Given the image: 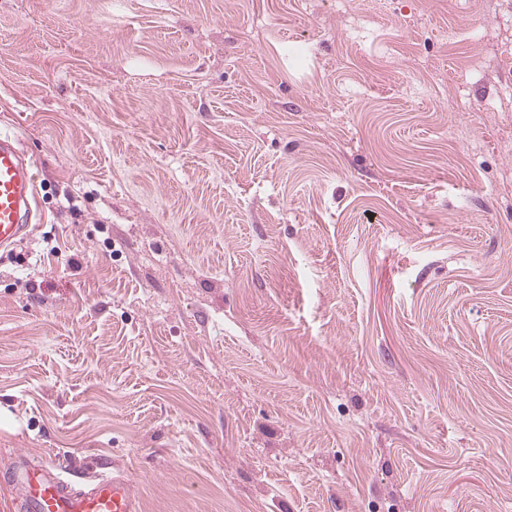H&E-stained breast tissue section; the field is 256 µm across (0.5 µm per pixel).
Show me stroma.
Instances as JSON below:
<instances>
[{
	"label": "stroma",
	"instance_id": "1",
	"mask_svg": "<svg viewBox=\"0 0 512 512\" xmlns=\"http://www.w3.org/2000/svg\"><path fill=\"white\" fill-rule=\"evenodd\" d=\"M0 129V477L512 512V0H0ZM37 173L15 134L0 131V249L26 235L40 223Z\"/></svg>",
	"mask_w": 512,
	"mask_h": 512
}]
</instances>
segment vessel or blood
<instances>
[{"instance_id":"1","label":"vessel or blood","mask_w":512,"mask_h":512,"mask_svg":"<svg viewBox=\"0 0 512 512\" xmlns=\"http://www.w3.org/2000/svg\"><path fill=\"white\" fill-rule=\"evenodd\" d=\"M37 173L18 136L0 131V249L14 244L39 223ZM22 512H139V498L122 476L95 475L76 485L67 471L43 458L11 472Z\"/></svg>"}]
</instances>
